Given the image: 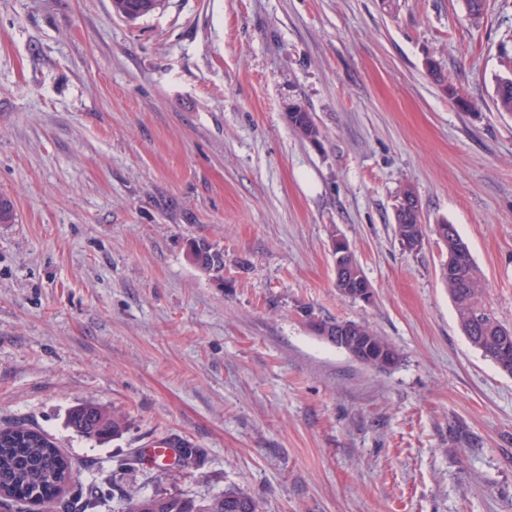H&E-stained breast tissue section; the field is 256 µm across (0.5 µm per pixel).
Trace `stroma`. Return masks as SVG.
<instances>
[{
	"instance_id": "35a3bbf8",
	"label": "stroma",
	"mask_w": 512,
	"mask_h": 512,
	"mask_svg": "<svg viewBox=\"0 0 512 512\" xmlns=\"http://www.w3.org/2000/svg\"><path fill=\"white\" fill-rule=\"evenodd\" d=\"M437 63L473 103L429 75ZM512 0H0V425L49 434L99 484L259 512H512V376L461 330L435 224H454L512 325ZM320 143L298 136L290 99ZM412 188L428 227L403 248ZM344 238L374 291L339 295ZM207 242L209 273L187 258ZM367 323L357 362L301 316ZM118 413L89 438L69 412ZM192 464L122 462L160 439ZM288 121L303 139L312 143H319L323 137L322 131L315 122L312 113L304 108H298L296 112H288ZM402 202L400 203V206L397 209L396 213V234L399 237V240L403 244L401 238L405 237V229L409 228L415 233V237L407 236L405 237L404 244L406 248L410 251H419L423 248L425 243V238L420 236H425V225L421 222V216H420V205H419V213L418 209H416V200L419 204V201L417 198L412 195V192L409 190V188H405L402 193ZM412 198V200H411ZM405 199L407 200L404 205ZM408 202V203H407ZM201 246H205V250H202ZM188 259L194 266L204 272L224 267L223 252L212 250L205 244L194 246L188 253ZM70 424L78 433L101 439L119 432L123 427V419L99 406L86 404L73 410Z\"/></svg>"
}]
</instances>
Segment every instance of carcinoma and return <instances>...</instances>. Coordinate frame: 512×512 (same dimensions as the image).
<instances>
[{
    "mask_svg": "<svg viewBox=\"0 0 512 512\" xmlns=\"http://www.w3.org/2000/svg\"><path fill=\"white\" fill-rule=\"evenodd\" d=\"M495 105L500 112L512 113V75L497 79ZM288 121L293 130L309 142L317 144L323 137L312 113L301 107L288 113ZM403 198L408 203L397 209V236L404 237L407 228L419 236L425 235L420 213L410 203L412 192L404 189ZM440 228L444 229L441 241L448 257L470 253L454 225L447 222L435 225V229ZM188 259L204 272L224 267V254L210 247H193ZM440 274L469 342L503 373L511 376L512 327L503 324L485 301V284L477 274L474 261L451 271L443 265ZM353 325L357 335L366 338L372 357L389 354L393 357V364L400 362V352L366 323L355 321ZM70 424L78 433L101 439L119 432L123 419L99 406L86 404L73 410ZM73 469L72 459L45 432L24 423L0 428V491L8 500V512H14L22 503L55 502L62 512H75L81 503L89 505L96 494L93 487H74L71 498H61L64 489L73 487ZM118 512H259V509L254 497L242 489H228L222 495L201 501L167 492L143 495L129 489L120 495Z\"/></svg>",
    "mask_w": 512,
    "mask_h": 512,
    "instance_id": "1",
    "label": "carcinoma"
}]
</instances>
